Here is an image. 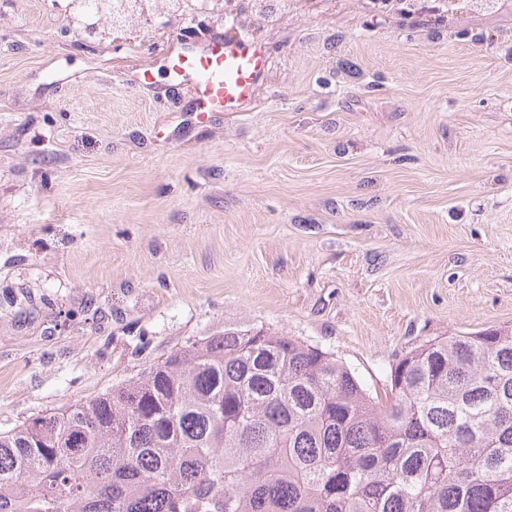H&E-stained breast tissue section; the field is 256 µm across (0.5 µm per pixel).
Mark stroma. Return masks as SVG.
<instances>
[{"label":"stroma","mask_w":512,"mask_h":512,"mask_svg":"<svg viewBox=\"0 0 512 512\" xmlns=\"http://www.w3.org/2000/svg\"><path fill=\"white\" fill-rule=\"evenodd\" d=\"M232 27L264 83L205 119L166 58ZM111 31L0 0V430L227 328L321 347L382 396L415 347L512 326V0L232 22L192 0Z\"/></svg>","instance_id":"1"}]
</instances>
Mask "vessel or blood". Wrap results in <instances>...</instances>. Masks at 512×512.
<instances>
[{"label":"vessel or blood","instance_id":"1","mask_svg":"<svg viewBox=\"0 0 512 512\" xmlns=\"http://www.w3.org/2000/svg\"><path fill=\"white\" fill-rule=\"evenodd\" d=\"M266 65V49L235 32L176 44L168 58L170 78L193 83L196 108L205 116L237 112L252 103Z\"/></svg>","mask_w":512,"mask_h":512}]
</instances>
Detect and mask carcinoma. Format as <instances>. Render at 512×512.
I'll return each instance as SVG.
<instances>
[{"label": "carcinoma", "mask_w": 512, "mask_h": 512, "mask_svg": "<svg viewBox=\"0 0 512 512\" xmlns=\"http://www.w3.org/2000/svg\"><path fill=\"white\" fill-rule=\"evenodd\" d=\"M180 0H98L122 36ZM0 512H512V326L435 339L374 398L268 330L192 339L0 431Z\"/></svg>", "instance_id": "cac0c4a2"}]
</instances>
